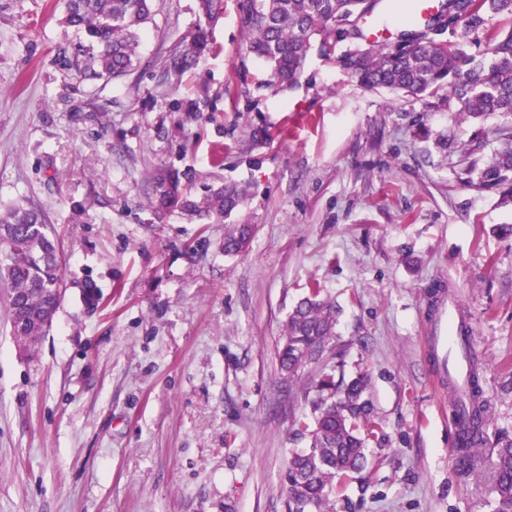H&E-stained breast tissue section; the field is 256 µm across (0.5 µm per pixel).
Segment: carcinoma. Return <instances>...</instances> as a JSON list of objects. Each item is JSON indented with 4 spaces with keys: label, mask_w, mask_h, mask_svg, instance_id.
<instances>
[{
    "label": "carcinoma",
    "mask_w": 512,
    "mask_h": 512,
    "mask_svg": "<svg viewBox=\"0 0 512 512\" xmlns=\"http://www.w3.org/2000/svg\"><path fill=\"white\" fill-rule=\"evenodd\" d=\"M156 0H56L62 5L61 23L77 33L63 49L58 66L77 81H110L126 75L133 66L140 31L154 21ZM416 0L403 5L406 39L433 28L453 6L452 0L419 23ZM465 15L451 31L452 39L436 42L424 38L404 48L366 41L354 29V48L336 54L347 40L340 22L351 15H366L362 0H238L249 52L269 70L268 83L293 88L301 75L307 52L318 43L320 54L336 61L360 86L404 97L434 96L448 90L458 112L467 118L498 116L512 119V28L495 35L486 47L489 59L471 53L486 16L512 22V0H464ZM195 29L175 46L168 72L176 79L211 51L207 26L224 13V0H199ZM503 149L479 171V184L502 185L512 171V125L495 130ZM244 201L235 185L214 189L197 198L187 171L167 169L152 181L150 202L158 216L180 210L201 220L223 218ZM250 224H232L224 237V252L246 248ZM0 282L8 288L10 325L23 324L21 351L30 353L52 329L60 304L62 266L59 244L49 216L35 206L10 205L0 209ZM336 308L320 298V290L307 294L288 315L278 351L282 372L293 378L312 361L333 351ZM368 382L355 378L340 386L324 373L313 385L312 420L298 430L310 437V448L288 461L285 485L288 512H324L335 494L334 480L356 474L368 465L361 427L368 423L370 406L364 393ZM495 512H512V439L503 438L493 459Z\"/></svg>",
    "instance_id": "cac0c4a2"
}]
</instances>
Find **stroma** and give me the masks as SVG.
<instances>
[{
	"mask_svg": "<svg viewBox=\"0 0 512 512\" xmlns=\"http://www.w3.org/2000/svg\"><path fill=\"white\" fill-rule=\"evenodd\" d=\"M156 8L130 74L79 83L55 62L69 37L47 0H0V204L47 213L63 278L28 357L0 286V512H287L307 387L332 371L367 375L372 403L368 465L337 484L334 512H494L491 452L512 438V204L466 168L498 148L499 118L362 88L314 50L294 88L265 85L236 0L212 52L171 79L197 2ZM190 101L199 113L170 108ZM257 124L271 141L252 140ZM162 166L246 198L226 221L157 217ZM230 223L255 227L235 255ZM313 285L336 307V355L290 380L277 349ZM441 289L473 324L488 401L465 463L425 349Z\"/></svg>",
	"mask_w": 512,
	"mask_h": 512,
	"instance_id": "35a3bbf8",
	"label": "stroma"
}]
</instances>
